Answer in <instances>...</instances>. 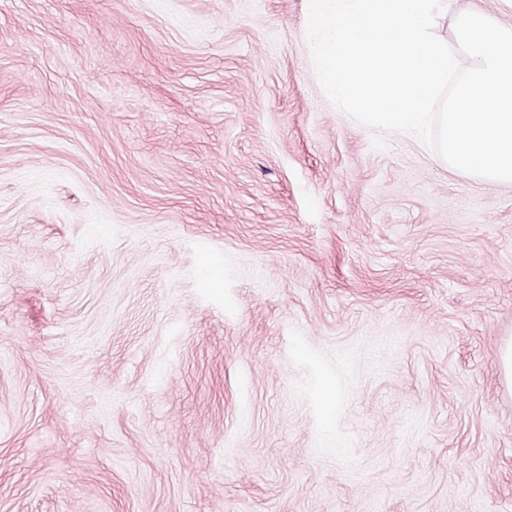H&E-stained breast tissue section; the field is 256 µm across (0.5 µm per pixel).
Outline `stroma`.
<instances>
[{"label": "stroma", "mask_w": 512, "mask_h": 512, "mask_svg": "<svg viewBox=\"0 0 512 512\" xmlns=\"http://www.w3.org/2000/svg\"><path fill=\"white\" fill-rule=\"evenodd\" d=\"M308 7L0 0V512H512V186Z\"/></svg>", "instance_id": "stroma-1"}]
</instances>
